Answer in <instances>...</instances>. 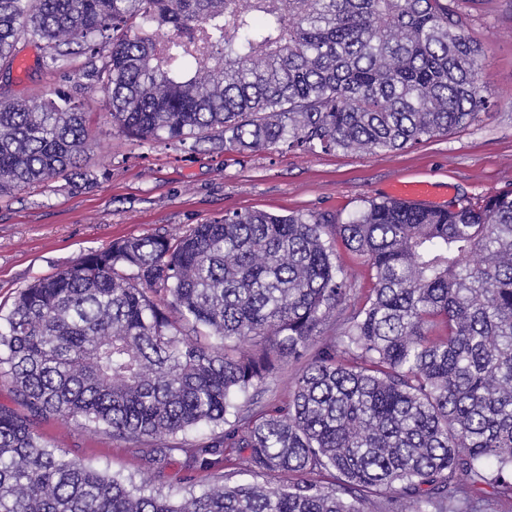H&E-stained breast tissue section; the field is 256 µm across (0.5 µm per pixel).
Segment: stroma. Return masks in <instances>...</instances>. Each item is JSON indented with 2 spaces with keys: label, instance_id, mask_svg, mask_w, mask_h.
<instances>
[{
  "label": "stroma",
  "instance_id": "1",
  "mask_svg": "<svg viewBox=\"0 0 512 512\" xmlns=\"http://www.w3.org/2000/svg\"><path fill=\"white\" fill-rule=\"evenodd\" d=\"M459 9L466 37L484 50L478 79L489 111L451 135L386 154L284 146L238 154L193 139L142 144L116 133L95 78L76 84L49 73L36 45L20 46L11 72L0 74V98L75 95L87 114L89 147L79 174L0 198V304L113 240L177 234L229 211L325 213L341 224L367 201L385 199L399 179L452 183L444 207L512 189V0H459ZM39 429L72 458L137 483L149 474L139 448L126 441L53 418Z\"/></svg>",
  "mask_w": 512,
  "mask_h": 512
}]
</instances>
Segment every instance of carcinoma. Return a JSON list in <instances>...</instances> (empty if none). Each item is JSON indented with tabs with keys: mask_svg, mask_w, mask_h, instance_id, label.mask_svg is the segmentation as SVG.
Here are the masks:
<instances>
[{
	"mask_svg": "<svg viewBox=\"0 0 512 512\" xmlns=\"http://www.w3.org/2000/svg\"><path fill=\"white\" fill-rule=\"evenodd\" d=\"M456 0H0V71L21 43L96 78L146 143L380 153L489 109ZM70 96L0 100V196L77 167ZM365 258L360 301L336 243ZM339 322L332 335L327 327ZM302 359L288 403L257 405ZM0 512H469L512 498V190L435 209L227 212L112 241L0 306ZM54 417L175 454L210 481L178 496L49 445ZM204 426L200 442L177 439ZM288 473L289 484L236 483Z\"/></svg>",
	"mask_w": 512,
	"mask_h": 512,
	"instance_id": "carcinoma-1",
	"label": "carcinoma"
}]
</instances>
